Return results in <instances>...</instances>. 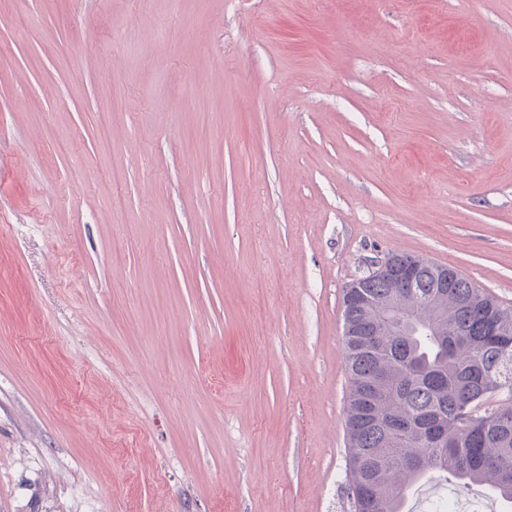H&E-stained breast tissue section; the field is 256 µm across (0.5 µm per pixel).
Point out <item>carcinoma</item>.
Listing matches in <instances>:
<instances>
[{"label":"carcinoma","mask_w":512,"mask_h":512,"mask_svg":"<svg viewBox=\"0 0 512 512\" xmlns=\"http://www.w3.org/2000/svg\"><path fill=\"white\" fill-rule=\"evenodd\" d=\"M417 288L371 273L343 294L349 391L345 430L351 512H403L404 491L453 478L486 484L512 505V311L462 274L410 254ZM390 304L429 329L395 333Z\"/></svg>","instance_id":"obj_1"}]
</instances>
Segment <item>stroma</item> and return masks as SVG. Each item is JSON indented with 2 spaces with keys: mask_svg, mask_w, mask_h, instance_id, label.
<instances>
[{
  "mask_svg": "<svg viewBox=\"0 0 512 512\" xmlns=\"http://www.w3.org/2000/svg\"><path fill=\"white\" fill-rule=\"evenodd\" d=\"M395 252L512 309V0H0V512H349Z\"/></svg>",
  "mask_w": 512,
  "mask_h": 512,
  "instance_id": "35a3bbf8",
  "label": "stroma"
}]
</instances>
